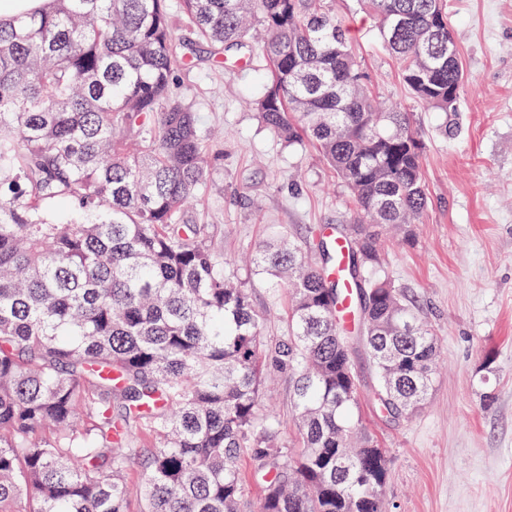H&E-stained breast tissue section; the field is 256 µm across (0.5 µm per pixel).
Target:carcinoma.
I'll return each mask as SVG.
<instances>
[{"label": "carcinoma", "instance_id": "cac0c4a2", "mask_svg": "<svg viewBox=\"0 0 512 512\" xmlns=\"http://www.w3.org/2000/svg\"><path fill=\"white\" fill-rule=\"evenodd\" d=\"M0 22V512H384L389 460L357 415L337 315L334 239L357 290L377 372L372 400L411 416L434 384L437 338L385 266L379 228L406 243L428 206L412 114L385 110L328 0H48ZM413 96L458 111L465 78L445 0H362ZM262 29L270 67L250 101L290 145L311 142L349 190L345 233L323 263L277 239L251 273L288 291V334L264 317L209 225L196 220L209 134L177 73L221 63ZM272 372L293 378L300 446L263 408ZM147 448L134 447L141 432Z\"/></svg>", "mask_w": 512, "mask_h": 512}]
</instances>
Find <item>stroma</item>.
<instances>
[{"instance_id":"35a3bbf8","label":"stroma","mask_w":512,"mask_h":512,"mask_svg":"<svg viewBox=\"0 0 512 512\" xmlns=\"http://www.w3.org/2000/svg\"><path fill=\"white\" fill-rule=\"evenodd\" d=\"M447 3L468 77L451 136L444 114L411 94L359 0H331L368 82L412 113L426 144L429 205L416 242H387L385 258L438 338V374L416 416L393 418L366 400L360 418L390 460L387 512H512V0ZM179 87L203 126L224 132L197 214L225 262L274 232L305 244L314 228L348 221L352 198L313 145L285 146L245 107L257 92L253 71L203 62L180 74ZM246 284L267 337L285 336L286 290L259 275ZM265 401L295 446L288 375L271 381Z\"/></svg>"}]
</instances>
